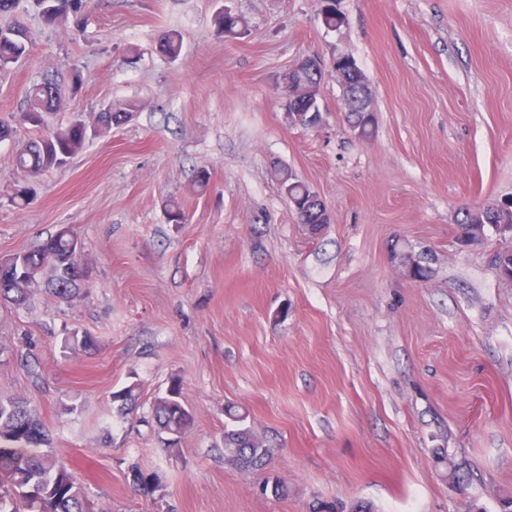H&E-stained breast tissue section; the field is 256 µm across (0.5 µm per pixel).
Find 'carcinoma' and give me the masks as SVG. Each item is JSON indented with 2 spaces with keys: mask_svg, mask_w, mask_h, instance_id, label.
I'll use <instances>...</instances> for the list:
<instances>
[{
  "mask_svg": "<svg viewBox=\"0 0 512 512\" xmlns=\"http://www.w3.org/2000/svg\"><path fill=\"white\" fill-rule=\"evenodd\" d=\"M43 20L52 26H70L72 31L83 30V20L89 9V0H29ZM217 29L230 39H238L248 32L246 20L230 12L214 15ZM33 44L30 32L20 23L0 27V70L7 69L27 58ZM160 52L177 58L182 51L178 31L168 30L159 38ZM323 73L306 68L296 73L295 79L304 83L306 92L300 98L287 101L290 112H299V121L313 119L311 112L321 111L319 96ZM75 73L70 82L47 75L32 85L26 93V107L19 120L33 127L44 126L43 114L59 108L65 94L80 85ZM135 106L118 102L98 116L96 127L77 119L66 127L53 129L28 140L16 151V166L22 172L37 175L57 169L84 145L88 134L99 135L112 126L127 122ZM280 184L302 224L312 225L316 236L330 217L316 213L317 204L308 203L310 189L283 172ZM496 205L467 206L458 212V242L468 247L485 244L490 235L505 241L494 219ZM74 239L66 227L48 236L35 248L0 259V300L15 307L26 305L33 291L41 286L60 301L75 298L85 280V272L69 261L70 241ZM496 275L505 281L512 279V245L497 250L492 259ZM96 346L92 336L67 337L63 348L74 353L87 352ZM157 426L165 432L183 433L191 424L192 416L184 403L182 385L173 380L163 396L153 405ZM236 426L224 431V453L242 468H258L265 464L269 447L250 429L240 426L243 419L232 416ZM350 506L357 512H375L368 501L347 504L341 501L321 502L313 512H341ZM0 512H89L84 490L75 474L59 459L51 446L48 431L29 404L16 398H0Z\"/></svg>",
  "mask_w": 512,
  "mask_h": 512,
  "instance_id": "1",
  "label": "carcinoma"
}]
</instances>
